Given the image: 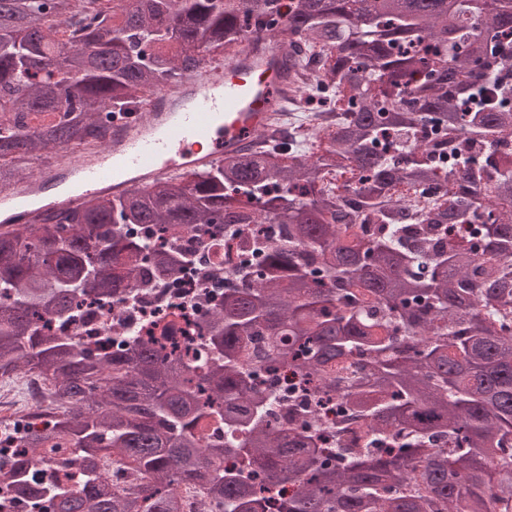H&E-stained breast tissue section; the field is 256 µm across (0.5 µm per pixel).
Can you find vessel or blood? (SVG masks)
<instances>
[{"mask_svg":"<svg viewBox=\"0 0 512 512\" xmlns=\"http://www.w3.org/2000/svg\"><path fill=\"white\" fill-rule=\"evenodd\" d=\"M284 43L249 35L242 49L229 50L222 63L206 60L184 77L178 93L158 89L137 120L112 125V139L91 155L51 162L20 184L1 190L21 227L30 226L34 196L68 180L75 192L59 197V208H73L109 189L121 194L181 170H206L224 153L251 144L266 131L276 106L295 100L296 71Z\"/></svg>","mask_w":512,"mask_h":512,"instance_id":"1","label":"vessel or blood"}]
</instances>
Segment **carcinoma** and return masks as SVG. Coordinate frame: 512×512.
I'll list each match as a JSON object with an SVG mask.
<instances>
[{
    "instance_id": "1",
    "label": "carcinoma",
    "mask_w": 512,
    "mask_h": 512,
    "mask_svg": "<svg viewBox=\"0 0 512 512\" xmlns=\"http://www.w3.org/2000/svg\"><path fill=\"white\" fill-rule=\"evenodd\" d=\"M281 2L0 0V189L37 153L95 137L105 109L133 112L203 54L276 25L322 48L307 93L340 126L314 155L230 152L204 173L44 206L30 229L0 221V376L43 375L67 404L29 426L4 472L29 512H182L187 481L223 512H512V109L487 98L512 100V0H292L285 14ZM333 168L347 199L316 188ZM401 184L440 199L406 214ZM364 213L392 229L345 237ZM238 224H278L284 240L254 239L257 262L224 271L238 286L201 318L205 370L157 348L172 320L115 353L43 325L187 265L132 229ZM350 357L367 371L340 384L329 369ZM285 364L300 382L275 408ZM330 395L333 452L308 432ZM212 416L221 440L201 431ZM352 425L361 448L344 440ZM59 440L76 460L51 457L38 477L31 455ZM114 458L135 486L108 482ZM75 462L80 489L66 484Z\"/></svg>"
}]
</instances>
